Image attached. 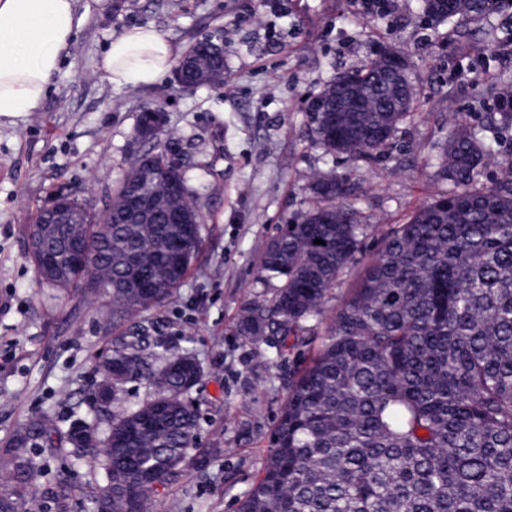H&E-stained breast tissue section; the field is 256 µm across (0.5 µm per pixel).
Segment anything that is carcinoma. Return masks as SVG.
Here are the masks:
<instances>
[{
	"label": "carcinoma",
	"instance_id": "cac0c4a2",
	"mask_svg": "<svg viewBox=\"0 0 512 512\" xmlns=\"http://www.w3.org/2000/svg\"><path fill=\"white\" fill-rule=\"evenodd\" d=\"M419 10L466 26L512 19L506 0H419ZM184 58L199 83L224 81L199 42ZM390 66L379 54L337 72L313 96L314 146L353 161L385 154L416 102L408 79L392 92ZM498 99L500 121L512 127V85ZM448 124L437 176L455 189L384 233L336 308L326 310L327 298L369 228L348 200V177L313 175L320 203L279 225L262 248L258 280L274 291L243 303L237 330L277 358L303 347L310 355L289 377L261 474L237 512H512V153H498L482 129L455 116ZM142 151L156 172L152 190L168 195L175 175L178 198L140 224L127 215L125 201L142 190L136 155L100 203L84 201L85 264L63 259L48 272L28 247L41 282L101 288L111 297L108 320L128 325L100 362L107 403L93 399L94 415H72L64 431L41 417L20 435L51 443L62 434L73 447L79 431L94 437V461L109 478L96 512L147 509L159 487L186 472L197 429L184 395L202 367L187 349L147 353L134 318L184 280L202 217L174 139H147ZM489 165L496 177L473 188ZM136 378L148 381L150 397L113 410Z\"/></svg>",
	"mask_w": 512,
	"mask_h": 512
}]
</instances>
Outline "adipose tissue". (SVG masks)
I'll use <instances>...</instances> for the list:
<instances>
[{"mask_svg": "<svg viewBox=\"0 0 512 512\" xmlns=\"http://www.w3.org/2000/svg\"><path fill=\"white\" fill-rule=\"evenodd\" d=\"M77 0H0V117L36 111L76 32ZM174 62L169 40L151 26L114 35L99 69L114 88L149 84Z\"/></svg>", "mask_w": 512, "mask_h": 512, "instance_id": "adipose-tissue-1", "label": "adipose tissue"}]
</instances>
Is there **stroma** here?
<instances>
[{"label": "stroma", "instance_id": "1", "mask_svg": "<svg viewBox=\"0 0 512 512\" xmlns=\"http://www.w3.org/2000/svg\"><path fill=\"white\" fill-rule=\"evenodd\" d=\"M122 2L79 0L76 36L47 97L37 112L0 119V467L27 460L41 468L27 484L38 512H94L106 479L93 459L50 453L36 437L22 447L16 440L29 420L90 414L96 366L124 330L104 322L105 297L39 283L26 230L60 183L102 198L135 155L140 111L153 107L191 157L187 175L205 221L188 275L139 319L170 351L191 349L204 370L186 398L198 414L190 454L206 463L160 489L149 512H237L261 472L288 371L301 361L267 362L266 346L235 328L245 299L273 293L256 278L263 245L277 225L315 205L310 178L332 169L361 186L370 229L357 261H368L382 234L443 190L435 171L449 116L511 152L512 129L493 117L500 87L512 84V29L492 17L463 37L426 21L416 0H398L394 18L365 12L361 0ZM134 25L155 27L179 55L222 31L227 83L187 92L168 73L112 88L100 57L113 34ZM388 46L408 54L417 93L391 147L368 162L313 147L306 101L338 70Z\"/></svg>", "mask_w": 512, "mask_h": 512}]
</instances>
